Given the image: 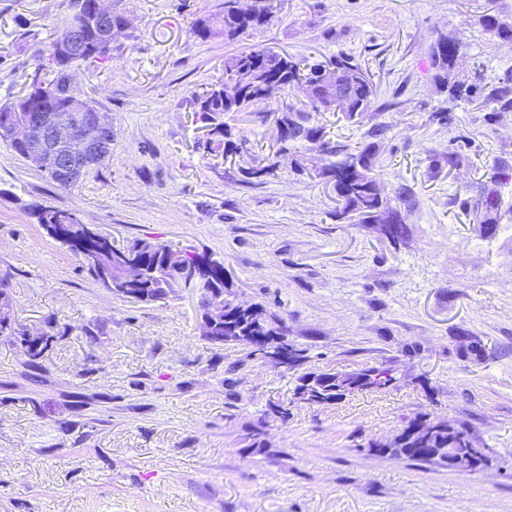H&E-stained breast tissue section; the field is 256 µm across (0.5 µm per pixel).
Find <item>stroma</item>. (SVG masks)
<instances>
[{"label": "stroma", "mask_w": 512, "mask_h": 512, "mask_svg": "<svg viewBox=\"0 0 512 512\" xmlns=\"http://www.w3.org/2000/svg\"><path fill=\"white\" fill-rule=\"evenodd\" d=\"M223 2L112 0L128 27L108 59L70 70L112 124V155L74 187L0 141V278L16 327L52 339L32 367L0 336V512H512V186L490 237L454 201L512 165V112L449 101L430 56L449 33L468 47L460 73H512V48L480 25L488 13L512 22V0H280L238 41L193 34ZM70 12V0H0V105L54 79L44 57ZM255 47L345 54L367 70L371 117L321 120L354 146L383 125L380 183L403 243L337 220L332 183L292 161L246 178L278 146L273 122L236 114L250 150L225 154L197 99L223 82L225 56ZM462 138L479 163L434 168ZM38 206L79 212L117 246L151 239L221 262L303 361L212 345L194 289L151 305L112 294L34 224ZM368 366L393 368L396 387L326 408L295 398L299 374ZM275 404L287 421L269 416ZM416 414L468 425L486 463L453 471L368 450ZM263 418L260 451L250 429Z\"/></svg>", "instance_id": "1"}]
</instances>
